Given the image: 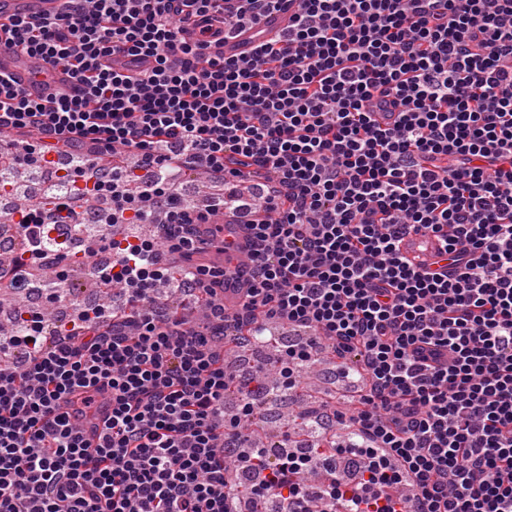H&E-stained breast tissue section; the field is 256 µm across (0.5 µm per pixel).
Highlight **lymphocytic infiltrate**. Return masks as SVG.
I'll return each mask as SVG.
<instances>
[{
	"mask_svg": "<svg viewBox=\"0 0 512 512\" xmlns=\"http://www.w3.org/2000/svg\"><path fill=\"white\" fill-rule=\"evenodd\" d=\"M284 2L64 0L0 22V53L71 78L35 101L0 73V133L35 136L0 178L65 161L53 208L21 210L0 278L61 302L71 255L39 228L81 224L89 193L112 256L94 277L128 296L120 317L77 310L54 345L38 312L0 337V512H242L244 472L281 512H512V0H299L275 38L225 56ZM118 51L147 67L112 70ZM131 151L136 166L98 162ZM178 165L226 194L184 203ZM221 212L249 254L231 273L205 259L231 249ZM412 232L443 237L450 270L408 264ZM165 256L206 322L156 299ZM271 321L311 333L278 358L282 390L335 354L347 403L308 416L349 430V473L335 455L270 461L252 439L265 368L230 373L223 340L268 343Z\"/></svg>",
	"mask_w": 512,
	"mask_h": 512,
	"instance_id": "f902f5d3",
	"label": "lymphocytic infiltrate"
}]
</instances>
